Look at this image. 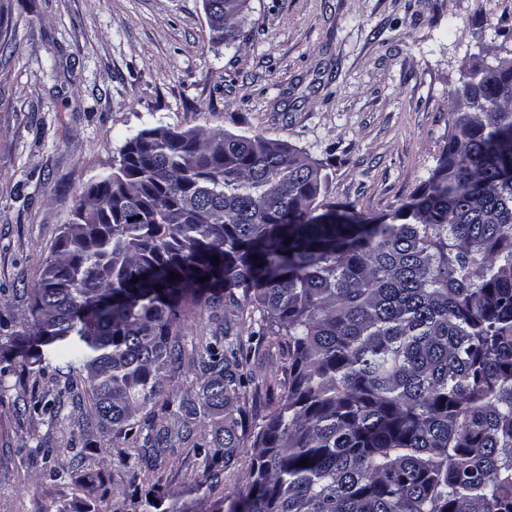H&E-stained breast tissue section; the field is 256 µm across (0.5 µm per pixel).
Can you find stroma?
Returning a JSON list of instances; mask_svg holds the SVG:
<instances>
[{
    "label": "stroma",
    "mask_w": 512,
    "mask_h": 512,
    "mask_svg": "<svg viewBox=\"0 0 512 512\" xmlns=\"http://www.w3.org/2000/svg\"><path fill=\"white\" fill-rule=\"evenodd\" d=\"M244 35L214 43L204 0H0V315L28 313L22 288L75 200L147 128L286 142L321 163V199L393 215L443 148L450 90L512 36V0H250ZM211 329L189 320L176 392L198 391ZM287 364V337L268 338L250 405L283 401ZM63 385L34 368L0 375V512H230L250 483L245 448L204 487L202 426L151 472L141 442L79 431L86 406L27 409Z\"/></svg>",
    "instance_id": "stroma-1"
}]
</instances>
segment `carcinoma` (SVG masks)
Returning <instances> with one entry per match:
<instances>
[{"label": "carcinoma", "mask_w": 512, "mask_h": 512, "mask_svg": "<svg viewBox=\"0 0 512 512\" xmlns=\"http://www.w3.org/2000/svg\"><path fill=\"white\" fill-rule=\"evenodd\" d=\"M209 10L225 43L243 36L241 0ZM321 187V165L277 140L127 139L26 290L30 317L0 319L3 370L64 373L32 409L56 418L81 384L94 421L155 462L171 448L159 412L175 408L181 441L209 424L210 487L251 438L234 512H512V48L449 91L436 166L391 222ZM230 307L257 325L248 340ZM199 311L213 341L199 392L178 397L166 382ZM268 336L288 337L286 396L259 416L241 401Z\"/></svg>", "instance_id": "obj_1"}]
</instances>
